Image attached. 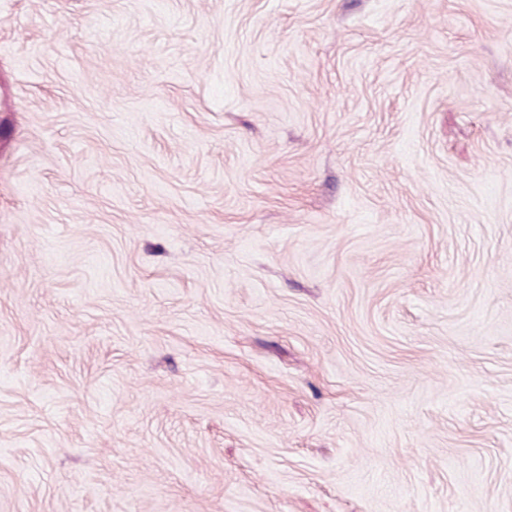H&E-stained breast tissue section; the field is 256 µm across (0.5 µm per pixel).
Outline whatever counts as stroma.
<instances>
[{
  "mask_svg": "<svg viewBox=\"0 0 512 512\" xmlns=\"http://www.w3.org/2000/svg\"><path fill=\"white\" fill-rule=\"evenodd\" d=\"M0 512H512V0H0Z\"/></svg>",
  "mask_w": 512,
  "mask_h": 512,
  "instance_id": "35a3bbf8",
  "label": "stroma"
}]
</instances>
